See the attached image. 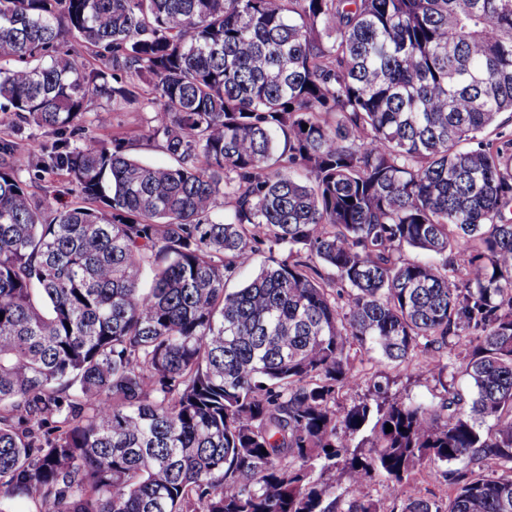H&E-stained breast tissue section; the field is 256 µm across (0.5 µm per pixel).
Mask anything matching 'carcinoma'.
Listing matches in <instances>:
<instances>
[{
  "label": "carcinoma",
  "instance_id": "obj_1",
  "mask_svg": "<svg viewBox=\"0 0 512 512\" xmlns=\"http://www.w3.org/2000/svg\"><path fill=\"white\" fill-rule=\"evenodd\" d=\"M93 104L174 164L79 136ZM505 113L512 0H0V512H380L376 474L400 512H512ZM353 350L447 397L386 376L338 415ZM30 191L36 196L42 195L45 191L55 194L60 202L69 204L78 201L76 193L72 190L71 184L68 182L65 172L50 171L42 173L41 180L30 183ZM470 340L471 338L469 336L463 338L457 346L448 353V360H446V357L444 358L445 363L448 361V381H451L453 377L455 387L465 391L469 389V382L464 373L462 358L466 354V349L470 346ZM356 366L361 377V384L354 389L344 388L340 391L336 401L337 411L358 401L373 381L381 380V375L389 376L395 381V384L391 386V393H396L405 401L413 400L425 404H436L445 395L443 389L431 378L418 376L415 358L395 366L382 360L376 354L358 353ZM419 494L425 497L447 500L452 495V489L443 480L436 479L428 467H423L416 475V484ZM364 493L374 501H376L381 510L390 512L392 510H399L398 505L400 498H403L400 494H392L387 482L382 476H374L368 480L364 486Z\"/></svg>",
  "mask_w": 512,
  "mask_h": 512
}]
</instances>
